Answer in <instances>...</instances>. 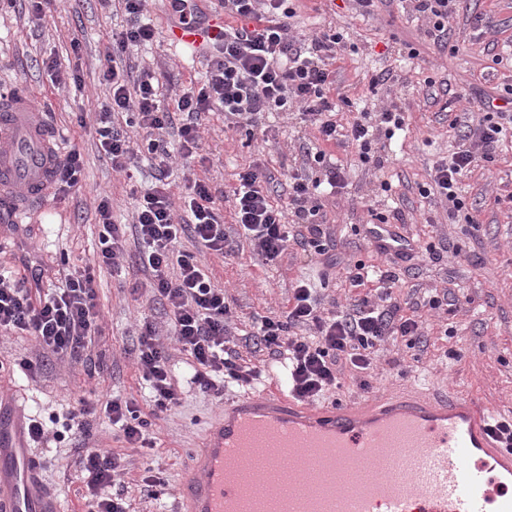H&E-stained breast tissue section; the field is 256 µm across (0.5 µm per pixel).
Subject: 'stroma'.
Returning <instances> with one entry per match:
<instances>
[{"label": "stroma", "mask_w": 512, "mask_h": 512, "mask_svg": "<svg viewBox=\"0 0 512 512\" xmlns=\"http://www.w3.org/2000/svg\"><path fill=\"white\" fill-rule=\"evenodd\" d=\"M296 8V35L329 26L344 35L345 50L329 62L335 74L329 94L340 102L338 123L348 124L355 113L372 114L394 103L408 114V134L390 140L377 136L374 149L384 162L379 168L362 163L355 147L345 142L322 141L314 127L292 114L272 119L268 134L251 137L229 128L223 113L209 112L203 117L198 153L176 160L173 180L180 186L195 178L209 180L224 224L234 232L230 196L242 168L264 163L275 175L271 198L283 206L288 182L300 171V147L324 151L345 175L342 194L324 207L325 228L338 256L385 266L386 257L358 228L367 222L366 204L399 211V232L420 245L434 243L438 255L401 270L396 297L412 304L444 292L450 300L447 311L424 312V352L385 344L368 385L345 379L340 402L365 405L401 392L432 396L455 391L490 411L512 412V130L494 161L480 163L458 184L475 225L452 222L446 205L418 193L419 186L430 183L436 163L456 146L452 121L477 120L478 95H497L512 85V0H459L444 46L425 34L410 0H379L369 14L356 9L352 0H298ZM148 11L155 37L127 54L124 65L149 66L165 84L201 87L207 56H190L173 47L169 32L174 17L166 0H150ZM125 24L112 0H58L36 24L29 22L23 0L0 9V90L26 87L35 104H49L64 148L79 149L84 160L80 188L50 197L21 226H8V240L0 246L1 267L19 277L39 267L48 288L56 284L61 265L81 268L92 261L100 232L95 211L100 195L112 194L119 214L133 206L128 187L113 173L92 126L108 95L101 74L112 36ZM407 46L416 49V58L400 57V49ZM53 59L77 71L83 91L56 88L46 69ZM383 70L391 72V81L372 85L373 75ZM80 114L85 123L77 122ZM385 182L390 191H382ZM233 247V254L210 255L205 262L241 318L284 310L301 279L324 285L325 307L331 311L347 310L363 295L362 289L350 287L342 269L326 270L296 245H289L275 265L265 264L245 238L235 237ZM95 275L96 302L104 320L89 351L101 370L91 374L84 361L52 360L34 374L15 371L0 378V395L17 399L27 415L52 431L83 399L103 402L118 395L134 401L142 414L152 410L135 359V320L144 312L160 320L164 313L148 290L139 287L134 273L103 268ZM447 349L460 351V358H445ZM241 392V387L232 386L220 399L186 392L180 406L150 427L155 449L149 454L120 440L104 414L91 417L92 445L112 449L126 461L112 490L124 499L128 512H175V488L188 449L225 400ZM34 450L65 512H84L75 441L53 439ZM148 472L166 482L159 498L146 491L143 477Z\"/></svg>", "instance_id": "obj_1"}]
</instances>
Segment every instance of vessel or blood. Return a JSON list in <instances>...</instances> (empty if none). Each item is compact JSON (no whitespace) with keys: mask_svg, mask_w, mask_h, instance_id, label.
Returning a JSON list of instances; mask_svg holds the SVG:
<instances>
[{"mask_svg":"<svg viewBox=\"0 0 512 512\" xmlns=\"http://www.w3.org/2000/svg\"><path fill=\"white\" fill-rule=\"evenodd\" d=\"M224 33L223 15L176 25L170 37L185 51L212 49ZM62 146L28 92L0 95V223L19 224L45 204ZM492 414L462 394L425 401L386 398L362 408L310 407L276 386L224 404V420L190 449L175 493L176 512H228V446L250 431L289 425L285 453L330 452L343 480L363 460L393 456L395 473L343 498L340 512H512V448L489 429ZM0 512H63L43 478L40 457L26 438L21 405L0 407Z\"/></svg>","mask_w":512,"mask_h":512,"instance_id":"obj_1","label":"vessel or blood"}]
</instances>
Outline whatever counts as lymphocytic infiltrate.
Masks as SVG:
<instances>
[{"label": "lymphocytic infiltrate", "mask_w": 512, "mask_h": 512, "mask_svg": "<svg viewBox=\"0 0 512 512\" xmlns=\"http://www.w3.org/2000/svg\"><path fill=\"white\" fill-rule=\"evenodd\" d=\"M147 2L121 0L126 27L113 36V63L102 71L110 91L96 113L95 133L113 171L133 179L143 155L154 167L155 182L137 195L127 225L115 220L110 196L99 198L100 248L92 263L64 274L63 286L34 288L27 280L0 272V332L32 337L46 359L81 358L100 329L96 269L118 271L127 259H134L153 300L167 315L166 327L146 316L137 326V362L151 394L153 417H158L182 400L161 335L172 336L191 358L190 382L204 394L220 398L226 387H247L259 377L230 345L234 312L203 261L205 255L233 251L211 188L194 180L177 193L169 180L174 155L191 157L200 146L201 115L222 111L234 128L250 134L270 115L294 109L302 122L315 126L323 141L344 140L357 148L362 162L375 165L380 162L373 148L376 134L390 138L406 130L407 116L389 106L371 124L361 116L346 125L333 120L336 104L327 92L335 75L328 62L343 48V35L331 28L308 37L293 36L296 10L291 0H224V13L232 23L224 28L223 43L210 54L207 80L200 88L164 87L146 67L132 74L118 62L155 36L144 21ZM170 100L175 103L171 109L166 106ZM481 106L483 116L464 125L456 150L436 165L431 185L420 189L422 196L434 194L446 202L449 218L460 217L468 224L474 218L458 193V183L463 173L493 159L500 148L506 127L512 125V87L501 101L487 97ZM273 181L267 168L256 163L239 172L233 196L242 236L254 242L269 263L277 262L293 243L336 267L333 246L322 229V203L309 178L295 176L288 190L287 209L298 228L294 234L283 222L284 211L271 200L268 186ZM130 232L138 244L133 258L126 246ZM185 239L193 243V251L181 250ZM346 274L352 287L375 286L376 300L364 298L352 312L325 317L313 289L301 280L286 311L254 316L245 332L254 348L284 365L289 390L299 399L312 401L340 390L344 372L368 373L388 339H402L410 349L422 340L420 318L402 313L393 295L395 266L375 270L358 261L347 266ZM96 410L81 401L63 423L84 446L80 465L86 512H127L122 498L107 492L121 466L120 457L111 449L89 445V418ZM101 410L130 447L154 449L148 435L150 419L142 418L133 402L115 397Z\"/></svg>", "instance_id": "f902f5d3"}]
</instances>
